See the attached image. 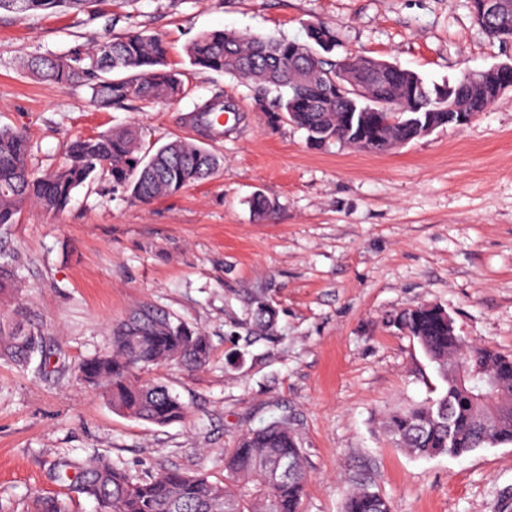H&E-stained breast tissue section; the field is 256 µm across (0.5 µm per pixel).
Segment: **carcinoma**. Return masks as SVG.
I'll return each instance as SVG.
<instances>
[{
	"instance_id": "carcinoma-1",
	"label": "carcinoma",
	"mask_w": 512,
	"mask_h": 512,
	"mask_svg": "<svg viewBox=\"0 0 512 512\" xmlns=\"http://www.w3.org/2000/svg\"><path fill=\"white\" fill-rule=\"evenodd\" d=\"M95 0H0V12L19 17L44 12L90 11ZM498 14L485 18L476 0L470 8L476 24L500 42H512V0H499ZM304 42L259 38L226 30L198 34L187 46L191 66L230 73L276 92L266 114L270 125L279 115L307 132L321 147L343 141L370 153H384L398 143L420 138L425 124L448 126L446 105L437 99L439 85L429 86L414 71L367 56L333 60L336 32L323 23L306 26ZM162 38L143 31L121 37L104 36L65 55L36 53L25 61L33 76L63 88L88 90L90 105L103 108L126 102H167L184 94L179 74L167 69ZM345 91L332 97L336 81ZM498 74L486 68L465 74L451 84L453 105L474 116L500 97ZM402 108L387 113L379 138L370 141L361 127L362 112L371 104ZM224 93L195 106L193 124L216 136L209 115L224 112ZM25 135L0 128V226L17 221L28 205L61 211L74 191L99 172L107 173L112 189L140 203L176 194L205 180L219 165L205 144L171 141L152 154L140 155L134 128L76 136L66 145L65 162L56 172L38 175L28 167ZM438 305L401 312L397 321L418 342L436 367L442 386L436 397L392 410L386 429L398 448L418 458L461 457L479 448L512 443V358L489 346H472L448 323L429 318ZM255 326L273 330V312L257 303ZM42 350V336L0 323V357L25 365ZM212 345L203 332L181 319L144 305L131 311L114 330L112 351L84 359L77 377L101 392L112 409L129 418L168 425L185 417L186 406L149 368L170 362L190 368L205 365ZM56 480L93 499L97 512H299L306 484L304 452L288 419L272 420L243 434L224 451V481L162 469L138 477L100 456L88 463L65 460ZM343 512H390L386 501L363 486L350 491Z\"/></svg>"
}]
</instances>
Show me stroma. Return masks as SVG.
Returning a JSON list of instances; mask_svg holds the SVG:
<instances>
[{"instance_id": "obj_1", "label": "stroma", "mask_w": 512, "mask_h": 512, "mask_svg": "<svg viewBox=\"0 0 512 512\" xmlns=\"http://www.w3.org/2000/svg\"><path fill=\"white\" fill-rule=\"evenodd\" d=\"M96 20L0 14V126L22 131L29 165L62 163L67 139L126 125L142 151L197 139L196 103L223 92L237 114L208 146L212 176L152 203L112 189L108 174L79 187L65 210L26 207L0 229V261L16 288L0 322L41 333L28 366L0 358V512H35L41 496L71 512L92 499L53 478L64 458L103 455L143 477L176 468L224 478V451L247 430L288 416L305 451L300 512H342L367 485L390 512H512V444L416 459L394 447V408L435 397L441 380L395 319L436 304L471 345L512 356V91L462 126L385 154L311 146L304 130L269 126V98L252 81L194 69L197 34L232 30L305 40L308 23L336 33V56L385 59L426 83L512 63L468 0H97ZM160 35L186 95L172 104L106 109L24 68L27 55L66 53L104 33ZM276 206L259 215L253 194ZM275 313L252 333L257 302ZM150 304L209 336L204 367L163 365L184 402L166 426L113 411L75 367L106 352L116 325Z\"/></svg>"}]
</instances>
